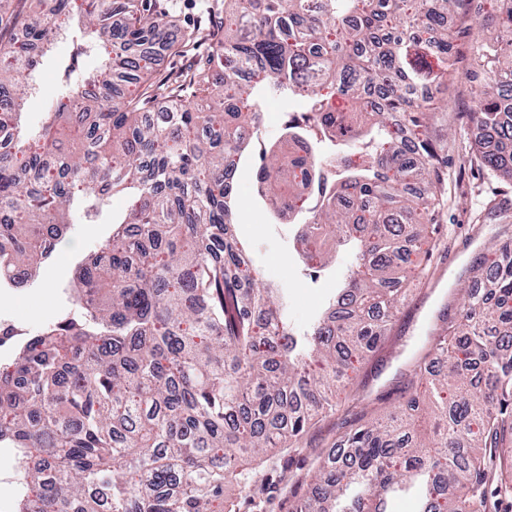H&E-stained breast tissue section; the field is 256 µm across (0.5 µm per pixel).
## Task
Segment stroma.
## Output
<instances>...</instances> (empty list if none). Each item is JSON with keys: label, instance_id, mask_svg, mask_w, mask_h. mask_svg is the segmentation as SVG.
<instances>
[{"label": "stroma", "instance_id": "stroma-1", "mask_svg": "<svg viewBox=\"0 0 512 512\" xmlns=\"http://www.w3.org/2000/svg\"><path fill=\"white\" fill-rule=\"evenodd\" d=\"M212 0H150L153 10L166 13L172 22L170 35L184 38L213 24ZM470 58L457 65L445 98L446 110L434 119L429 138L448 177V193L437 208L439 246L434 249L428 277L407 284L406 299L382 348L368 357L350 382L355 397L352 416L364 423L385 417L401 400L412 360L422 352L425 338L438 327L440 310L456 313L466 302L464 287L475 276L477 260L492 262L498 244L512 235V181L482 167L477 158L476 136L470 121L479 100L467 77ZM36 89L27 107L29 124H38L55 99L61 84L56 62H44L35 71ZM296 101L277 97L262 104L259 138L273 147L282 142L286 113L301 111ZM257 158L240 163L235 177L237 209L234 235L245 243L250 265L260 274L259 285L272 289L288 326L307 329L332 303L338 288L353 270L348 249L331 251V262L318 275L305 270L295 249L298 227L287 215H268L264 196L256 185ZM112 225L72 224L66 238L57 243L41 265L31 288H0V318L37 332L45 324L76 310L71 290L76 284L77 263L97 254L111 235ZM303 454H278L259 469L251 486L226 489L224 496L238 504L240 512H288L283 500V475L297 472Z\"/></svg>", "mask_w": 512, "mask_h": 512}]
</instances>
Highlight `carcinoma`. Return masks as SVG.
Masks as SVG:
<instances>
[{
    "label": "carcinoma",
    "instance_id": "cac0c4a2",
    "mask_svg": "<svg viewBox=\"0 0 512 512\" xmlns=\"http://www.w3.org/2000/svg\"><path fill=\"white\" fill-rule=\"evenodd\" d=\"M0 0V280L28 278L52 237L93 221L113 195L129 209L100 256L78 265L63 319L0 364V445L16 449L21 487L11 512H232L224 487L246 486L269 448L295 451L325 409L349 411L336 391L386 339L398 310L399 274H424L442 184L429 121L437 88L456 69L448 29L464 0H222L216 56L235 62L224 85L197 68L163 92L151 82L155 47L179 54L195 37L167 41L165 16L144 0H54L67 13L74 53L63 90L36 127L23 124L28 76L53 49L52 28ZM488 21L496 49L468 41L485 90L471 113L477 134L498 132L512 89V0ZM98 50L96 68L80 58ZM133 76L138 89L114 99ZM267 95L300 99L281 151L262 152L257 179L281 212L302 221L301 257L325 264L332 242L357 246V271L336 307L295 338L257 287L230 229L233 179L256 148ZM174 105L151 118L146 105ZM512 178V157L479 152ZM490 270L494 300L476 295L442 318L413 359L406 413L338 437L291 485L294 512H386L403 477L421 480L420 512H506L512 434V237ZM433 407L438 433L410 431Z\"/></svg>",
    "mask_w": 512,
    "mask_h": 512
}]
</instances>
